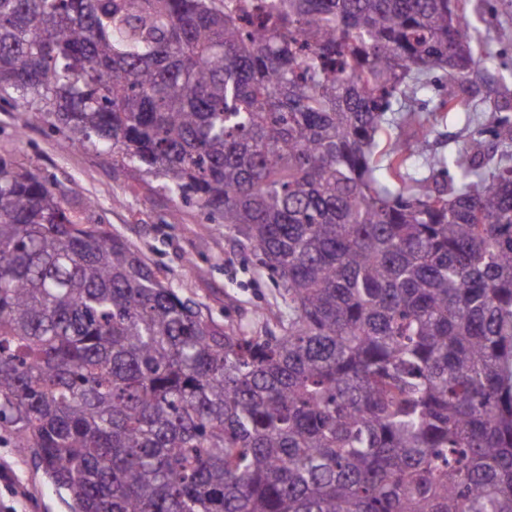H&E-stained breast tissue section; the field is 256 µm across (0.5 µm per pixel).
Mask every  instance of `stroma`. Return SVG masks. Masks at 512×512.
<instances>
[{
	"mask_svg": "<svg viewBox=\"0 0 512 512\" xmlns=\"http://www.w3.org/2000/svg\"><path fill=\"white\" fill-rule=\"evenodd\" d=\"M482 51L491 52L486 68L464 80L435 82L412 100L411 108L429 114L438 97L454 93L462 102L457 115L438 120L417 165L464 149L474 128L493 126L501 104L512 105V0H467ZM0 157L17 168L38 172L69 193L73 202L93 201L84 217L127 240L162 278L220 325L276 327L287 321L277 283L253 252L223 225L208 221L192 203L174 204L159 180L130 167L112 173V153L91 145L66 148L44 123L22 125L11 99L0 101ZM0 512H70L68 494L58 491L31 453L0 445Z\"/></svg>",
	"mask_w": 512,
	"mask_h": 512,
	"instance_id": "stroma-1",
	"label": "stroma"
}]
</instances>
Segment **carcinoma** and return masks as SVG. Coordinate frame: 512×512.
Instances as JSON below:
<instances>
[{
	"label": "carcinoma",
	"mask_w": 512,
	"mask_h": 512,
	"mask_svg": "<svg viewBox=\"0 0 512 512\" xmlns=\"http://www.w3.org/2000/svg\"><path fill=\"white\" fill-rule=\"evenodd\" d=\"M464 0H0V95L190 198L288 322L220 327L0 159V443L71 512H512V117L413 172Z\"/></svg>",
	"instance_id": "cac0c4a2"
}]
</instances>
